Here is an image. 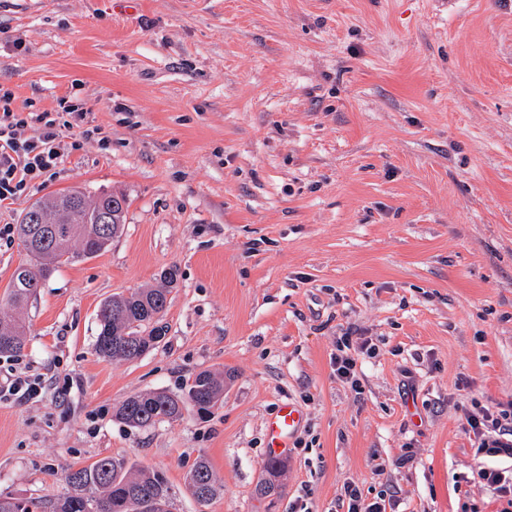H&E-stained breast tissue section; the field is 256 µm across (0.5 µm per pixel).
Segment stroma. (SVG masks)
<instances>
[{
    "instance_id": "1",
    "label": "stroma",
    "mask_w": 512,
    "mask_h": 512,
    "mask_svg": "<svg viewBox=\"0 0 512 512\" xmlns=\"http://www.w3.org/2000/svg\"><path fill=\"white\" fill-rule=\"evenodd\" d=\"M0 89L94 131L0 225L77 187L128 205L28 308L9 362L46 388L0 403V494L57 495L108 454L164 472L177 512H343L350 483L395 512H499L465 414L512 403V0H0ZM172 267L162 342L97 358L100 305ZM347 333L376 348L357 391L330 364ZM205 369L210 416L114 417ZM284 401L304 420L263 498ZM186 490L200 506H206L218 494L220 486L206 457H200L185 482Z\"/></svg>"
}]
</instances>
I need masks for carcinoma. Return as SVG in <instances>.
I'll return each instance as SVG.
<instances>
[{"label": "carcinoma", "instance_id": "carcinoma-1", "mask_svg": "<svg viewBox=\"0 0 512 512\" xmlns=\"http://www.w3.org/2000/svg\"><path fill=\"white\" fill-rule=\"evenodd\" d=\"M70 197L84 198V205L71 210L63 231L45 234L46 224L32 223V209L51 216L58 202ZM126 198L100 194L91 199L80 189L42 198L25 210L16 225L18 240L26 259L15 269L9 291L0 300V354H16L25 345L24 309L36 296L42 281L63 265H73L107 249L122 235ZM165 288L136 289L115 294L97 313L98 333L95 355L109 361H132L155 349L162 340L161 322L167 307L169 286L176 280L170 269L163 275ZM224 399V378L201 370L184 388L173 393L155 389L127 397L115 410V417L133 428L181 420L191 409L209 415ZM282 463L271 460L260 493L275 490ZM65 491L54 498L0 495V512H175V492L163 473L138 465L124 457L103 456L72 469L65 477ZM186 490L201 506L218 494L220 486L206 457H200L185 482Z\"/></svg>", "mask_w": 512, "mask_h": 512}]
</instances>
